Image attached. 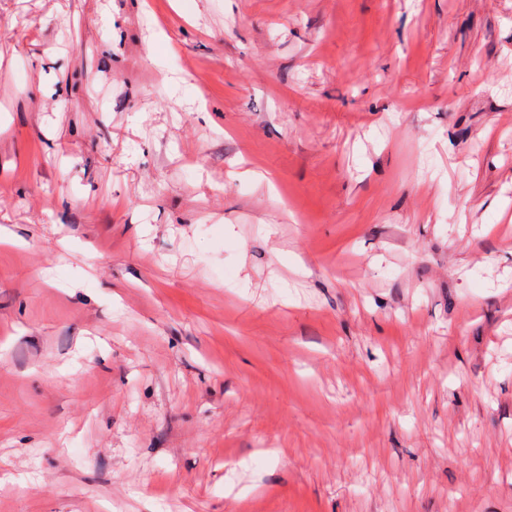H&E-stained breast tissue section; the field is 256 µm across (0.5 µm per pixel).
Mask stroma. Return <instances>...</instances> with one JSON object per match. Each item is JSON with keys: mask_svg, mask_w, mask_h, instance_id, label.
<instances>
[{"mask_svg": "<svg viewBox=\"0 0 512 512\" xmlns=\"http://www.w3.org/2000/svg\"><path fill=\"white\" fill-rule=\"evenodd\" d=\"M0 512H512V0H0Z\"/></svg>", "mask_w": 512, "mask_h": 512, "instance_id": "stroma-1", "label": "stroma"}]
</instances>
